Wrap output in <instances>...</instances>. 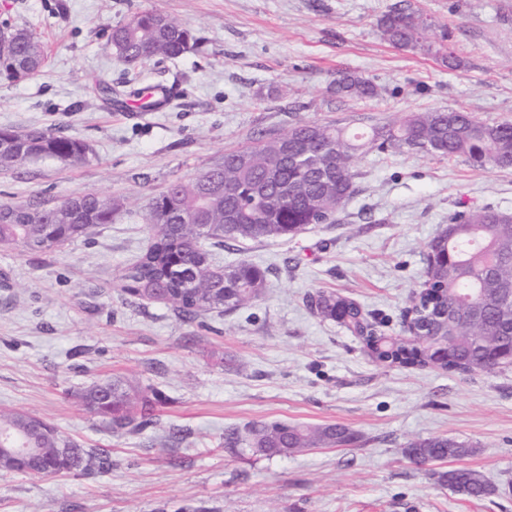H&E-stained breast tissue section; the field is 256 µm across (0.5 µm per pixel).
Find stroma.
<instances>
[{"instance_id": "obj_1", "label": "stroma", "mask_w": 512, "mask_h": 512, "mask_svg": "<svg viewBox=\"0 0 512 512\" xmlns=\"http://www.w3.org/2000/svg\"><path fill=\"white\" fill-rule=\"evenodd\" d=\"M398 3L447 27L455 63L384 39L378 21ZM151 9L194 29L201 47L126 68L108 29ZM1 27L32 32L45 60L35 76L0 75V129L72 136L93 156L0 170V203L98 193L142 208L225 151L300 120L363 132L463 109L512 123V0H0ZM341 71L369 78L380 97L332 95ZM154 85L170 104L138 111L137 90ZM355 172L335 223L221 251L224 263L265 269L266 288L195 321L124 292L151 238L137 216L119 214L60 252L0 246V410L112 454L106 474L0 475V512H512V366L474 376L381 366L307 305L333 290L399 335L427 243L461 204L512 213V168L388 151L363 156ZM107 379L160 391L159 423L110 432L82 401ZM274 420L338 423L354 439L270 459L225 450V430ZM435 435L472 443L460 464L494 494H457L439 482L451 461L408 458V442Z\"/></svg>"}]
</instances>
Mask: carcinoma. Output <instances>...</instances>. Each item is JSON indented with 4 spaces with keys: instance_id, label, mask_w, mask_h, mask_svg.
Listing matches in <instances>:
<instances>
[{
    "instance_id": "carcinoma-1",
    "label": "carcinoma",
    "mask_w": 512,
    "mask_h": 512,
    "mask_svg": "<svg viewBox=\"0 0 512 512\" xmlns=\"http://www.w3.org/2000/svg\"><path fill=\"white\" fill-rule=\"evenodd\" d=\"M383 36L400 49L422 48L443 60L454 58L448 29L432 30L420 15L395 5L379 20ZM117 60L128 68L153 59H173L199 48L193 31L156 10H144L110 29L107 39ZM44 61L38 38L11 41L0 51V72L13 78L35 75ZM341 97L370 100L378 86L352 72L330 83ZM15 143L0 137V169L16 168L33 156L77 166L90 160L89 146L42 129L23 132ZM414 151L439 159L462 157L473 167L512 168V123H485L463 110L411 113L368 132L300 121L284 133L259 136L224 153L222 161L190 181L175 180L151 199L141 213L154 230L153 241L124 276V291L167 306L178 318L193 320L224 313L256 300L266 286L264 269L241 259L224 266L212 249L230 241L288 239L312 224H331L354 192V167L370 151ZM128 199L89 193L67 197L53 206L0 204V245H17L32 253H52L87 237L100 224L127 210ZM512 289V213L493 206L462 205L448 226L427 245L425 280L407 311L430 294L436 301L415 317L416 335L387 340L384 322H371L353 300L333 291L310 297V307L324 319L360 337L380 365L399 364L473 375L512 364V302L502 291ZM83 402L103 418L112 433L142 432L158 417V392L151 386L111 380L88 388ZM33 415L0 411V443L40 448L41 469L0 466L3 474L46 477L100 474L112 470L104 448H85L54 425ZM350 430L339 424L309 426L283 421L256 423L224 432V448L237 456L273 458L308 448L349 444ZM70 449V461L55 449ZM474 448L448 436L410 442L407 456L424 465L460 459ZM442 484L470 498L495 492L478 471L458 467L439 475Z\"/></svg>"
}]
</instances>
